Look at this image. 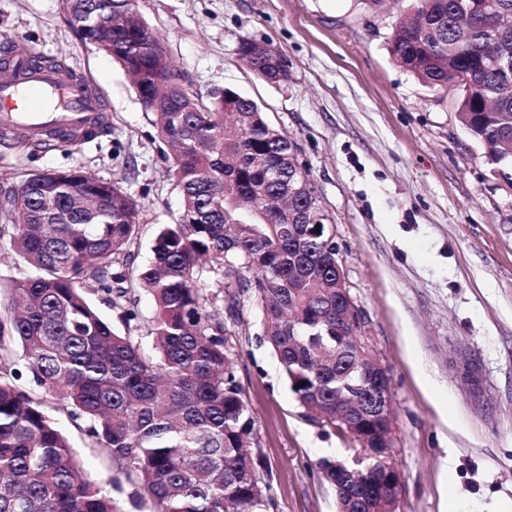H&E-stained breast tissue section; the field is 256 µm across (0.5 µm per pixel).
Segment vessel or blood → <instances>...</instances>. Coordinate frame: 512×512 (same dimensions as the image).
<instances>
[{"label":"vessel or blood","mask_w":512,"mask_h":512,"mask_svg":"<svg viewBox=\"0 0 512 512\" xmlns=\"http://www.w3.org/2000/svg\"><path fill=\"white\" fill-rule=\"evenodd\" d=\"M101 110L91 87L67 70L36 65L24 52L0 64V132L33 143L54 136L74 143Z\"/></svg>","instance_id":"vessel-or-blood-1"}]
</instances>
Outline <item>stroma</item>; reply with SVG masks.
Wrapping results in <instances>:
<instances>
[{
	"label": "stroma",
	"instance_id": "stroma-1",
	"mask_svg": "<svg viewBox=\"0 0 512 512\" xmlns=\"http://www.w3.org/2000/svg\"><path fill=\"white\" fill-rule=\"evenodd\" d=\"M412 0H136L180 82L203 101L230 88L294 143L334 233L344 277L387 368L401 473L396 512H512V181L494 175L461 125L456 93L424 87L391 40ZM266 44L288 79L265 82L239 58ZM61 60L93 84L109 132L67 146L0 135V175L79 168L139 205L138 262L182 200L154 113L111 56L70 26L64 0H0V49ZM227 338L255 420L253 458L267 512H336L318 463L354 440L300 406L249 296L224 298ZM59 424L90 478L116 465Z\"/></svg>",
	"mask_w": 512,
	"mask_h": 512
}]
</instances>
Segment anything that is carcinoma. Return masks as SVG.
<instances>
[{
	"instance_id": "cac0c4a2",
	"label": "carcinoma",
	"mask_w": 512,
	"mask_h": 512,
	"mask_svg": "<svg viewBox=\"0 0 512 512\" xmlns=\"http://www.w3.org/2000/svg\"><path fill=\"white\" fill-rule=\"evenodd\" d=\"M69 22L87 41L110 44L144 89L146 110L161 108L172 138L171 175L182 196L178 223L154 239L135 265L138 204L116 182L85 170L29 173L3 191L0 213L14 219L13 246L32 273L11 286L0 320V512H121L106 485L86 478L51 412L81 423L94 447L116 462L131 504L147 512H265L271 487L256 471L255 421L226 337L224 305L209 284L254 290L268 341L297 401L317 395L321 422L336 426V400L364 375L336 335V242L303 235V213L323 221L314 190L289 165L292 143L255 101L229 90L206 104L176 81L169 58L142 23L113 24L125 0H66ZM415 17L392 41L397 63L425 87L452 81L459 121L490 169L512 171V0H416ZM244 39L239 55L267 82L278 73ZM236 181L224 183V176ZM266 185L299 188L288 216L252 203L264 222H245L241 199ZM305 282L286 288L288 278ZM95 288L122 310L114 331L90 304ZM152 296L157 354L132 326V292ZM21 355H16L12 339ZM305 385H300V382ZM338 504L352 493L333 461L319 464Z\"/></svg>"
}]
</instances>
